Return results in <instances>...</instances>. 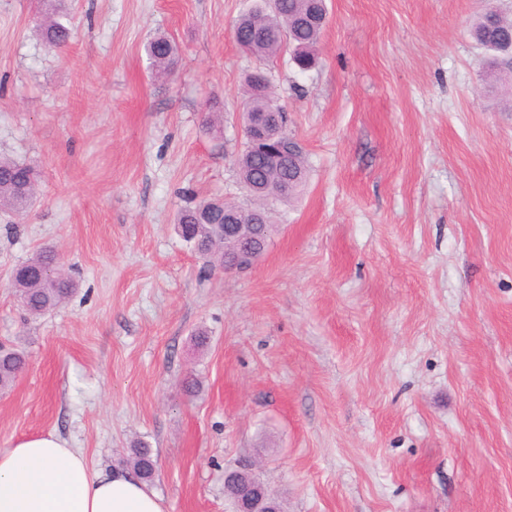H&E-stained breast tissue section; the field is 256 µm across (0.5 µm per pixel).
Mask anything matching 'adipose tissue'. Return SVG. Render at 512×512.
<instances>
[{"label": "adipose tissue", "instance_id": "obj_1", "mask_svg": "<svg viewBox=\"0 0 512 512\" xmlns=\"http://www.w3.org/2000/svg\"><path fill=\"white\" fill-rule=\"evenodd\" d=\"M0 512H165L129 471L93 468L81 449L54 434L0 451Z\"/></svg>", "mask_w": 512, "mask_h": 512}]
</instances>
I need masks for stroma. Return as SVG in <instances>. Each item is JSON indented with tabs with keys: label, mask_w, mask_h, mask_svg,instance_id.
Here are the masks:
<instances>
[{
	"label": "stroma",
	"mask_w": 512,
	"mask_h": 512,
	"mask_svg": "<svg viewBox=\"0 0 512 512\" xmlns=\"http://www.w3.org/2000/svg\"><path fill=\"white\" fill-rule=\"evenodd\" d=\"M255 2L61 0L55 49L38 0H0V156L38 172L29 212L0 209V344L28 356L0 451L51 432L109 470L141 439L167 512H233L246 461L283 512H512V70L485 78L484 0H327L304 73L239 48ZM157 32L182 49L167 81ZM261 65L307 184L253 268L208 273L174 218L250 205ZM44 246L78 289L31 318L9 279ZM42 39L52 47H61L70 38V28L63 20L67 15H60L57 12H46L43 17L37 18ZM145 54L152 73L166 77L178 63L179 46L168 34L157 33L145 45Z\"/></svg>",
	"instance_id": "stroma-1"
}]
</instances>
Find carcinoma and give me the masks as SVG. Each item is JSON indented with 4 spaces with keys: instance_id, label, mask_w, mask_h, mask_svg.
Listing matches in <instances>:
<instances>
[{
    "instance_id": "carcinoma-1",
    "label": "carcinoma",
    "mask_w": 512,
    "mask_h": 512,
    "mask_svg": "<svg viewBox=\"0 0 512 512\" xmlns=\"http://www.w3.org/2000/svg\"><path fill=\"white\" fill-rule=\"evenodd\" d=\"M327 16L325 0H278V6L256 7L237 19L234 25L236 43L257 59L264 61L289 53L299 71L313 68L317 62L316 48L321 40ZM65 16L47 12L38 18L41 36L52 47L64 45L70 38ZM473 39L488 51L512 55V20L502 17L494 20L488 11L480 13L470 29ZM145 54L152 73L158 77L170 75L179 60V46L165 33L154 35L145 45ZM245 101L242 111L254 112L278 107L273 91L261 90L251 75L245 77ZM238 176L244 186L253 181L266 180L265 161L248 148L239 153ZM308 178V168L301 148L293 146L271 183L267 198L255 205L270 207L274 202L289 200L299 194ZM288 185L285 197L277 191ZM36 194L33 169L10 158L0 157V206L25 213ZM178 232L194 253L212 269L224 267V201L219 198L202 200L181 209L176 218ZM10 287L20 299L23 311L38 317L62 305L74 292L76 284L59 271L54 249L45 247L32 258L16 266L11 274ZM24 352L0 346V388L10 386L25 369ZM153 457L146 444L132 449L127 464L133 474L148 481L152 473Z\"/></svg>"
}]
</instances>
